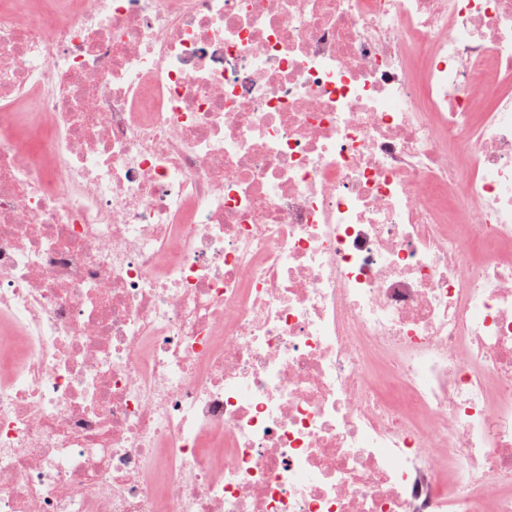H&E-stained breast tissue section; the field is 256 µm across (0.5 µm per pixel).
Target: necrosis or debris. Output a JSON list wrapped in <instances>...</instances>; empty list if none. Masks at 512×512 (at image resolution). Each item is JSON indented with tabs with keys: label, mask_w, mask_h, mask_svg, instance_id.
<instances>
[{
	"label": "necrosis or debris",
	"mask_w": 512,
	"mask_h": 512,
	"mask_svg": "<svg viewBox=\"0 0 512 512\" xmlns=\"http://www.w3.org/2000/svg\"><path fill=\"white\" fill-rule=\"evenodd\" d=\"M0 512H512V0H0Z\"/></svg>",
	"instance_id": "1"
}]
</instances>
